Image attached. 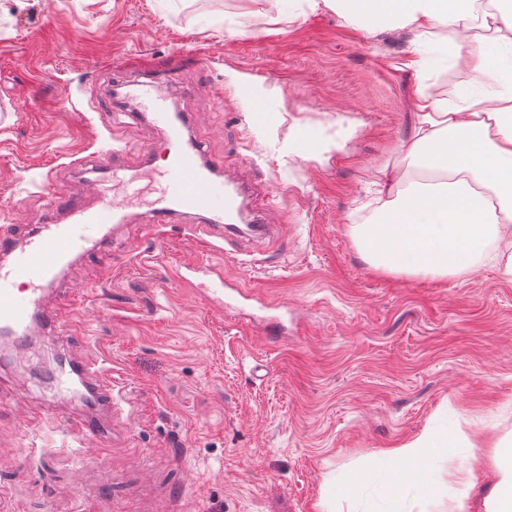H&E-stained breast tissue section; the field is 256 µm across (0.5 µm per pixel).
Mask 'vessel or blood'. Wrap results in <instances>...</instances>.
I'll return each mask as SVG.
<instances>
[{"label": "vessel or blood", "instance_id": "b4317fda", "mask_svg": "<svg viewBox=\"0 0 512 512\" xmlns=\"http://www.w3.org/2000/svg\"><path fill=\"white\" fill-rule=\"evenodd\" d=\"M141 110L131 120L146 114L153 125L165 129L175 150L165 167L145 163L131 168L114 159L107 175L95 184L103 203L87 207L73 202L54 185L53 172H46L43 192L48 195V217L25 242H18L8 226H0V334L15 346H22L33 328L46 322L53 327L66 323L62 314L44 317L45 297L57 279L59 268L71 258L93 251L102 226L122 220L125 208L150 194L149 222L155 237L178 215L196 216L189 225L190 236L205 251L218 252L222 246L218 231L245 222L242 192L231 169L223 159L206 157L199 139L183 138V116L169 111L165 102L142 90ZM68 215L67 223H58V212ZM177 278L184 287H207L210 298L223 302L228 283L217 264L199 259L181 265ZM56 399L82 394L97 406L111 408L112 383L104 368L91 360H67L53 377ZM46 422L83 440L95 439L111 444L104 423L93 416H61L44 410Z\"/></svg>", "mask_w": 512, "mask_h": 512}]
</instances>
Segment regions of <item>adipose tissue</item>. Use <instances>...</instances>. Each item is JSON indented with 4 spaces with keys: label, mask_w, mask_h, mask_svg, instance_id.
<instances>
[{
    "label": "adipose tissue",
    "mask_w": 512,
    "mask_h": 512,
    "mask_svg": "<svg viewBox=\"0 0 512 512\" xmlns=\"http://www.w3.org/2000/svg\"><path fill=\"white\" fill-rule=\"evenodd\" d=\"M369 32L408 28L440 43L472 76L453 99L419 85L415 123L400 144L422 178L394 187V170L381 168L375 184L383 201L351 235L361 257L390 274L445 279L490 259L512 277V0H323ZM499 89L488 93L485 81ZM478 433L457 428L440 440L432 432L386 452L402 460L384 486L403 483L428 491L427 455L442 454L458 489L448 512H512V446L502 445L496 472L481 503L471 496L473 464L459 447H475Z\"/></svg>",
    "instance_id": "ef3b65f1"
}]
</instances>
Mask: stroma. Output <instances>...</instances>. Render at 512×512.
Returning a JSON list of instances; mask_svg holds the SVG:
<instances>
[{
  "instance_id": "stroma-1",
  "label": "stroma",
  "mask_w": 512,
  "mask_h": 512,
  "mask_svg": "<svg viewBox=\"0 0 512 512\" xmlns=\"http://www.w3.org/2000/svg\"><path fill=\"white\" fill-rule=\"evenodd\" d=\"M427 52L319 0H0V225L22 240L44 223L48 165L93 207L113 150L134 167L159 154L162 130L112 122L135 108L136 58L275 228L228 234L223 308L176 279L202 255L183 223L152 238L142 207L109 224L103 256L72 259L47 307L95 286L97 301L35 329L26 354L0 350V512H448L442 457L427 494L376 474L381 451L461 417L484 435L462 451L481 497L512 441V279L485 261L445 280L379 272L350 233L373 172L400 161L419 84L469 80L450 57L415 77ZM308 132L321 149L305 160ZM82 152L97 169L70 167ZM65 348L108 371L111 446L40 417Z\"/></svg>"
}]
</instances>
